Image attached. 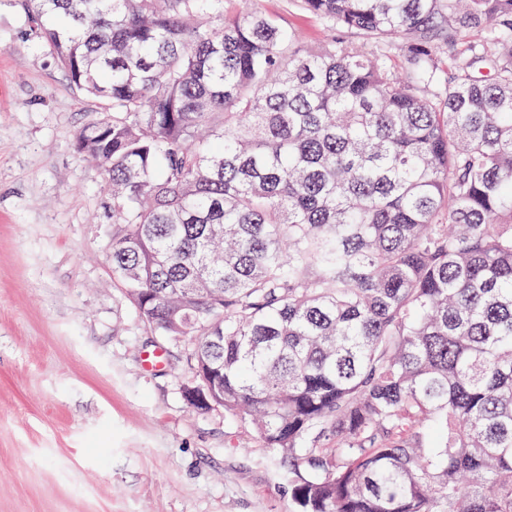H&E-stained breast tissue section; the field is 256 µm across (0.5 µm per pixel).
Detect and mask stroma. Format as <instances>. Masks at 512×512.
I'll list each match as a JSON object with an SVG mask.
<instances>
[{
  "mask_svg": "<svg viewBox=\"0 0 512 512\" xmlns=\"http://www.w3.org/2000/svg\"><path fill=\"white\" fill-rule=\"evenodd\" d=\"M254 5L323 34L293 0ZM101 116L0 0V512H293L280 453L187 403L184 341L144 325L112 274V196L73 146Z\"/></svg>",
  "mask_w": 512,
  "mask_h": 512,
  "instance_id": "35a3bbf8",
  "label": "stroma"
}]
</instances>
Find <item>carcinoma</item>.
<instances>
[{
    "label": "carcinoma",
    "mask_w": 512,
    "mask_h": 512,
    "mask_svg": "<svg viewBox=\"0 0 512 512\" xmlns=\"http://www.w3.org/2000/svg\"><path fill=\"white\" fill-rule=\"evenodd\" d=\"M20 2L103 105L113 275L307 468L297 512H512V0H298L316 46L226 0Z\"/></svg>",
    "instance_id": "1"
}]
</instances>
